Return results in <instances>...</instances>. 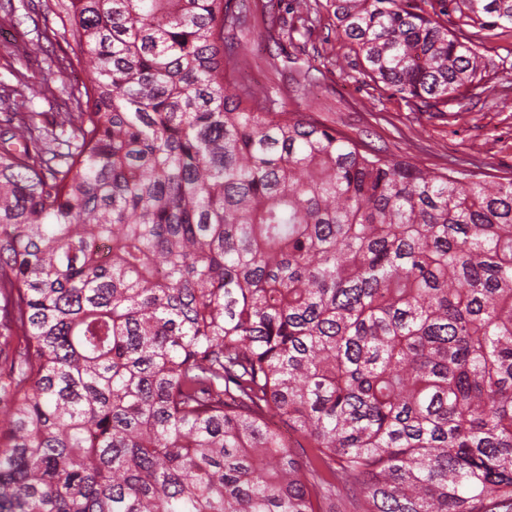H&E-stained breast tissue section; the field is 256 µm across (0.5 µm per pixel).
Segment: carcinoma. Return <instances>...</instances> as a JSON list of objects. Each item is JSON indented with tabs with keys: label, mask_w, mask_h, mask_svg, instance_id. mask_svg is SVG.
Listing matches in <instances>:
<instances>
[{
	"label": "carcinoma",
	"mask_w": 512,
	"mask_h": 512,
	"mask_svg": "<svg viewBox=\"0 0 512 512\" xmlns=\"http://www.w3.org/2000/svg\"><path fill=\"white\" fill-rule=\"evenodd\" d=\"M0 129V512H512V175L240 83L238 0H45ZM460 116L512 0H294Z\"/></svg>",
	"instance_id": "1"
}]
</instances>
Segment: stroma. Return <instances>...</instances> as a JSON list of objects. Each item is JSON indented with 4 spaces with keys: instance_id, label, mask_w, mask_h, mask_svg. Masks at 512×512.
<instances>
[{
    "instance_id": "obj_1",
    "label": "stroma",
    "mask_w": 512,
    "mask_h": 512,
    "mask_svg": "<svg viewBox=\"0 0 512 512\" xmlns=\"http://www.w3.org/2000/svg\"><path fill=\"white\" fill-rule=\"evenodd\" d=\"M41 3L15 0L14 25L0 26V86L14 85L18 70L31 76L45 73L66 49L65 43L47 42L41 50L16 54L22 33L58 25ZM282 8L276 0L266 14H251L249 36L233 44L245 81L276 90L284 109L309 115L389 155L416 157L436 169L465 168L480 180L512 174V108L496 105L499 96L512 97V55H507L504 43L490 51L497 64L490 91L475 98L471 111L457 120L447 112L409 110L390 90L376 87L362 75L354 54L337 40L330 19L304 36H273ZM316 55L322 62L316 81L292 84L296 66Z\"/></svg>"
}]
</instances>
